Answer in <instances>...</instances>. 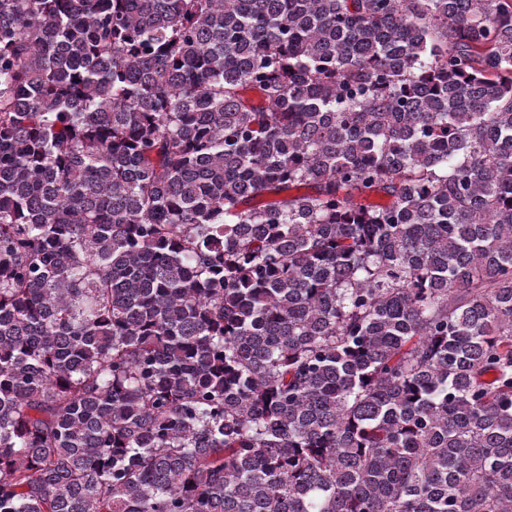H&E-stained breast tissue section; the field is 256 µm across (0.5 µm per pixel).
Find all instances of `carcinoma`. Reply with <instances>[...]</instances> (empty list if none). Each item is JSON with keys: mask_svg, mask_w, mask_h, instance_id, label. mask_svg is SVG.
<instances>
[{"mask_svg": "<svg viewBox=\"0 0 512 512\" xmlns=\"http://www.w3.org/2000/svg\"><path fill=\"white\" fill-rule=\"evenodd\" d=\"M0 512H512V0H0Z\"/></svg>", "mask_w": 512, "mask_h": 512, "instance_id": "1", "label": "carcinoma"}]
</instances>
